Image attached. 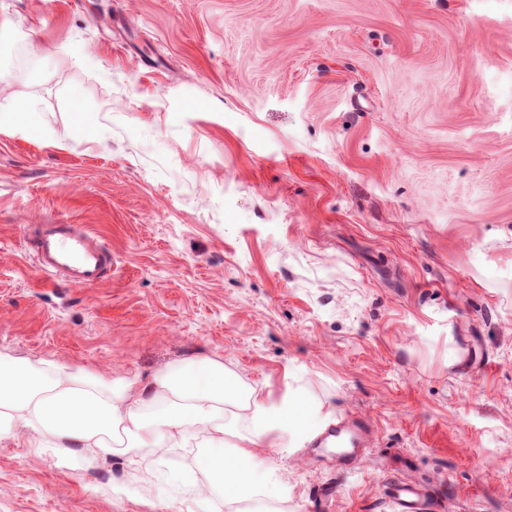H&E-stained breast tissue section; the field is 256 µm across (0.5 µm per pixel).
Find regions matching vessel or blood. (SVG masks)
Here are the masks:
<instances>
[{"label": "vessel or blood", "mask_w": 512, "mask_h": 512, "mask_svg": "<svg viewBox=\"0 0 512 512\" xmlns=\"http://www.w3.org/2000/svg\"><path fill=\"white\" fill-rule=\"evenodd\" d=\"M38 271L65 278L79 287H92L106 279L112 251L82 224H41L25 240ZM397 512H432L434 502L416 484L395 487Z\"/></svg>", "instance_id": "obj_1"}]
</instances>
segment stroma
Masks as SVG:
<instances>
[{
	"label": "stroma",
	"instance_id": "obj_1",
	"mask_svg": "<svg viewBox=\"0 0 512 512\" xmlns=\"http://www.w3.org/2000/svg\"><path fill=\"white\" fill-rule=\"evenodd\" d=\"M0 352L214 358L365 430L275 454L273 512H512V0H0ZM105 135L109 150L95 138ZM85 224L97 286L29 224ZM164 460L0 440V512H229ZM25 243L38 271L75 286H95L112 268V250L82 224H39ZM393 505L397 512H430L435 504L420 485H400L394 488Z\"/></svg>",
	"mask_w": 512,
	"mask_h": 512
}]
</instances>
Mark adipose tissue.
Masks as SVG:
<instances>
[{"mask_svg": "<svg viewBox=\"0 0 512 512\" xmlns=\"http://www.w3.org/2000/svg\"><path fill=\"white\" fill-rule=\"evenodd\" d=\"M321 404L292 390L273 402L217 359L190 360L141 379L93 373L58 361L0 353V438L33 435L34 447L72 458L153 455L205 437L202 466L229 503L273 499L282 478L272 453L310 437Z\"/></svg>", "mask_w": 512, "mask_h": 512, "instance_id": "obj_1", "label": "adipose tissue"}]
</instances>
